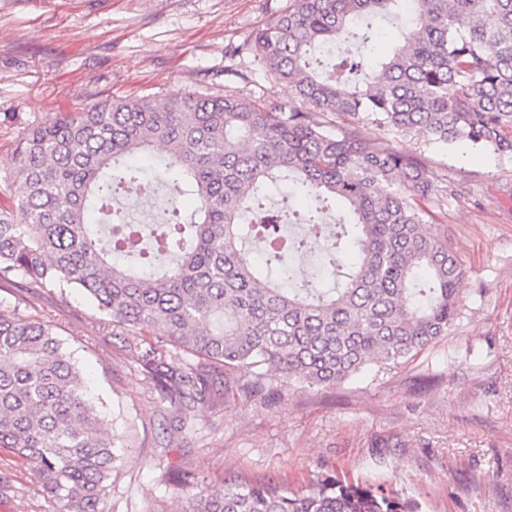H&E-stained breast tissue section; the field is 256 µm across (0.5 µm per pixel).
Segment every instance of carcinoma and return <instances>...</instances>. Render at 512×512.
<instances>
[{"label":"carcinoma","mask_w":512,"mask_h":512,"mask_svg":"<svg viewBox=\"0 0 512 512\" xmlns=\"http://www.w3.org/2000/svg\"><path fill=\"white\" fill-rule=\"evenodd\" d=\"M467 20L460 27L461 20ZM399 28L370 72L317 57L351 37L373 50L382 22ZM234 73L289 84L302 106L242 90L105 98L30 127L0 183L25 223L0 207V288L82 289L135 348L162 395L187 407L224 396L240 366L258 396L278 374L336 387L369 361L397 366L448 336L464 272L448 240L425 231L436 192L420 154L465 142L512 154V0H291L234 50ZM343 114L339 126L330 119ZM150 157L173 188V222L131 224L108 208L141 188ZM292 182L304 212L265 206ZM341 205L319 222L318 204ZM319 275L295 260L327 241ZM166 340L191 355L163 359ZM0 449L30 465L61 512H98L115 442L101 430L80 373L50 327L0 312ZM190 512H417L381 487L322 474L300 491L277 478L220 487L183 475Z\"/></svg>","instance_id":"1"}]
</instances>
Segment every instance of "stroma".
Instances as JSON below:
<instances>
[{
  "mask_svg": "<svg viewBox=\"0 0 512 512\" xmlns=\"http://www.w3.org/2000/svg\"><path fill=\"white\" fill-rule=\"evenodd\" d=\"M289 0H0V168L31 126L106 97L239 86L229 52ZM429 200L465 277L447 337L334 388L281 382L185 411L162 399L134 347L83 293L0 290V311L50 325L72 351L116 444L102 512H184L177 479L219 485L317 475L379 486L418 512H512V156L426 148ZM190 418L191 428L180 425ZM32 472L0 452V512H56Z\"/></svg>",
  "mask_w": 512,
  "mask_h": 512,
  "instance_id": "1",
  "label": "stroma"
}]
</instances>
